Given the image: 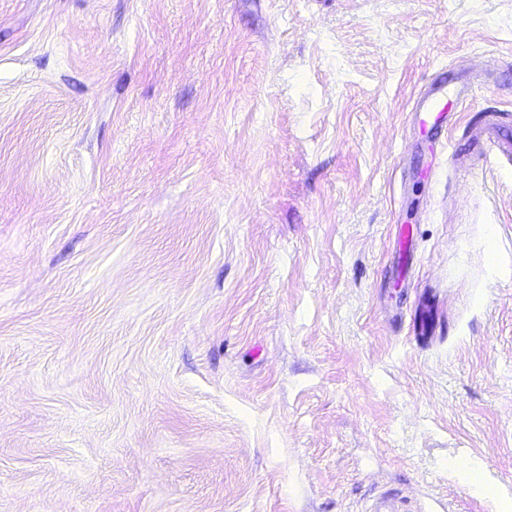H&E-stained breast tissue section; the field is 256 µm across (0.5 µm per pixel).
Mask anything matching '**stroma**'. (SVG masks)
<instances>
[{"mask_svg": "<svg viewBox=\"0 0 512 512\" xmlns=\"http://www.w3.org/2000/svg\"><path fill=\"white\" fill-rule=\"evenodd\" d=\"M493 119L512 0H0V512H506ZM437 90L438 97L427 103V100L424 99L421 101L419 108L421 110H425V112L429 111L433 106H435L438 103V98L441 99L445 96V93L448 96V102H447V112L444 111V109L440 110L438 112V115L435 119V122L431 126V130L433 131L434 135L439 136L444 131V122L446 119V116L448 119L451 117L452 110L467 101L470 97H472L473 92L475 90V85L471 82H455L452 86L451 90L447 89V92H445V85H441L439 87H434L432 91ZM425 112H418V113H425ZM447 114V115H446Z\"/></svg>", "mask_w": 512, "mask_h": 512, "instance_id": "stroma-1", "label": "stroma"}]
</instances>
